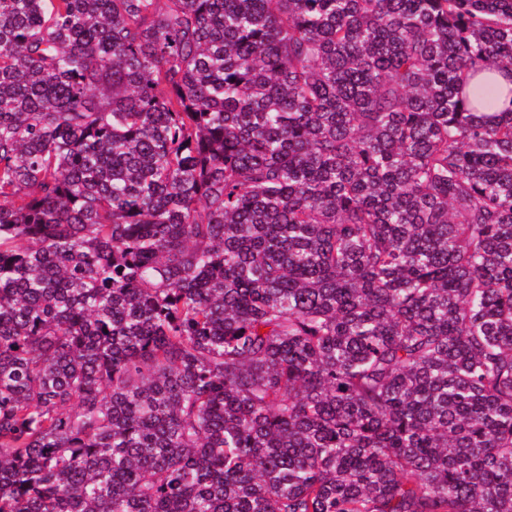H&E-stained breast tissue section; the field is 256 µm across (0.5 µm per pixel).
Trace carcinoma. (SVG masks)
I'll use <instances>...</instances> for the list:
<instances>
[{
	"mask_svg": "<svg viewBox=\"0 0 512 512\" xmlns=\"http://www.w3.org/2000/svg\"><path fill=\"white\" fill-rule=\"evenodd\" d=\"M512 0H0V512H512Z\"/></svg>",
	"mask_w": 512,
	"mask_h": 512,
	"instance_id": "cac0c4a2",
	"label": "carcinoma"
}]
</instances>
